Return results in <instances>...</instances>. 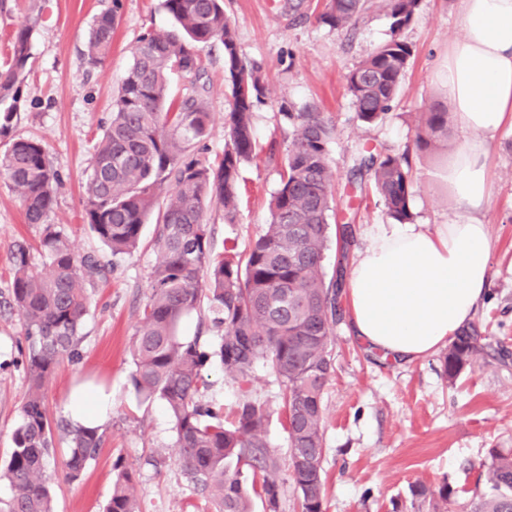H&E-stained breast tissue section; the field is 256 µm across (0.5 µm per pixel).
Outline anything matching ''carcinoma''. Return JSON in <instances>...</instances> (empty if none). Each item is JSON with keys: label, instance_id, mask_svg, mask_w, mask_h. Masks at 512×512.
Segmentation results:
<instances>
[{"label": "carcinoma", "instance_id": "1", "mask_svg": "<svg viewBox=\"0 0 512 512\" xmlns=\"http://www.w3.org/2000/svg\"><path fill=\"white\" fill-rule=\"evenodd\" d=\"M420 4L383 0L391 38L346 75L355 117L364 126L385 121L401 91L413 51L400 33ZM163 7L174 27L149 31L138 40L97 142L83 201L86 223L114 258L137 249L143 224L156 214L151 296L135 333L132 386L140 401L164 403L182 470L215 512H250L254 497L267 512H279L284 479L267 434V405L246 396L226 421L220 410L203 402L202 372L214 359L240 385L249 383L255 365L268 366L283 387L287 472L301 512H324L323 394L334 372L332 342L343 318L341 297L355 242L352 225L329 224L340 208L332 192L329 153L336 127L315 103L281 106L288 147L268 224L245 251L232 246L214 252L205 214L216 205L224 223L237 221L239 171L257 148L253 108L265 96L262 66L240 53L224 0H163ZM369 8V0H326L319 19L347 29ZM118 9L113 0L93 21L84 52L91 68L103 65L111 53ZM37 24L38 16H28L13 36V66L0 76L1 100L21 98ZM211 44L223 49L232 98L224 117V152L216 164L192 146L211 123L201 57V49ZM174 75L188 84L178 99L167 95ZM449 119L442 109L422 113L418 148L447 136ZM352 175L368 176L393 223L413 222L408 154L366 149L354 160ZM0 176L19 193L25 222L40 228L44 258L43 269L36 270L26 242H17L11 251V297L26 342L28 390L9 461L0 471L12 490L8 500L0 501V512H54L45 470L55 438L44 386L62 360L81 357L89 308L85 283L105 276L106 267L92 255L77 254L64 231L46 222L61 179L41 141H12L0 153ZM332 247L338 274L329 276L323 261ZM204 306L221 332L215 347L180 330L184 319ZM489 346L474 325L458 332L444 355L448 381L473 366ZM67 436L65 466L76 481L96 460L103 437L96 428L72 423ZM245 471L251 480L244 478ZM480 484L487 491L471 500L467 512H512V448L489 450L476 478L475 485ZM410 493L426 512H449L454 496L446 485L432 491L414 484ZM106 512H137L129 471L117 473Z\"/></svg>", "mask_w": 512, "mask_h": 512}]
</instances>
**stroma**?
<instances>
[{"label": "stroma", "instance_id": "obj_1", "mask_svg": "<svg viewBox=\"0 0 512 512\" xmlns=\"http://www.w3.org/2000/svg\"><path fill=\"white\" fill-rule=\"evenodd\" d=\"M115 2L120 9L112 54L103 66L89 68L83 52L90 24ZM225 9L242 54L263 67L266 92L253 109L257 155L240 172L239 220L225 223L216 207L206 216L216 252L228 245L244 250L268 220L281 167L269 161L267 148L273 141L288 144L279 116L284 102H314L333 117L336 134L330 157L338 173L334 194L352 201L339 221L354 226L357 247L366 245L370 225L389 221L377 197L348 183L352 160L365 148L409 152L415 223L447 224L458 218L461 210L439 172L461 145L462 134L452 127L437 147L420 150L415 144L421 113L448 105L441 73L448 44L460 30L458 0H422L401 33L413 49L403 90L389 119L369 128L354 117L346 75L390 38L391 20L382 8L372 6L349 30L319 21L323 0H225ZM31 13L40 17L31 40V63L10 135L0 136V152L13 137L47 146L62 181L48 223L64 230L76 253L95 255L110 265L105 277L87 287L90 307L80 359L63 361L45 383L56 441L46 471L55 512H105L113 479L124 468L133 476L139 512H212L211 503L196 494L182 471L164 406L139 402L131 385L133 341L150 297L155 224L146 222L138 249L116 261L83 221V187L95 144L110 119L112 98L132 51L143 34L171 29L174 22L162 0H0V73L10 67L13 36ZM201 54L212 122L200 146L214 162L224 151V116L231 96L220 47L203 48ZM489 164L495 193L481 218L491 229V278L473 323L491 343L490 354L451 384L442 353L413 363H383L363 350L348 320H341L332 345L335 372L323 397L325 512H392L396 506L413 512L409 488L416 483L458 490L449 510L463 512L474 489L473 466L490 449L512 448L511 128L491 141ZM20 239L29 244L34 266L42 267L39 229L25 223L18 193L0 178V467L9 460L12 432L21 421L28 389L27 373L18 363L22 324L9 305L11 251ZM203 379L207 400L232 414L241 393L225 377L220 362H212ZM79 383L111 389L112 412L102 428L104 443L96 461L72 482L66 477L62 426L64 406ZM249 389L270 408L268 434L280 460H287L279 380L259 364Z\"/></svg>", "mask_w": 512, "mask_h": 512}]
</instances>
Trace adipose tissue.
I'll use <instances>...</instances> for the list:
<instances>
[{"mask_svg": "<svg viewBox=\"0 0 512 512\" xmlns=\"http://www.w3.org/2000/svg\"><path fill=\"white\" fill-rule=\"evenodd\" d=\"M461 29L448 45L442 85L450 121L464 135L442 168L463 211L459 221L376 224L359 251L344 295L354 338L383 362L426 358L474 318L487 294L492 240L478 213L492 193L489 141L512 125V0H459ZM112 395L77 392L72 423L97 427Z\"/></svg>", "mask_w": 512, "mask_h": 512, "instance_id": "obj_1", "label": "adipose tissue"}]
</instances>
